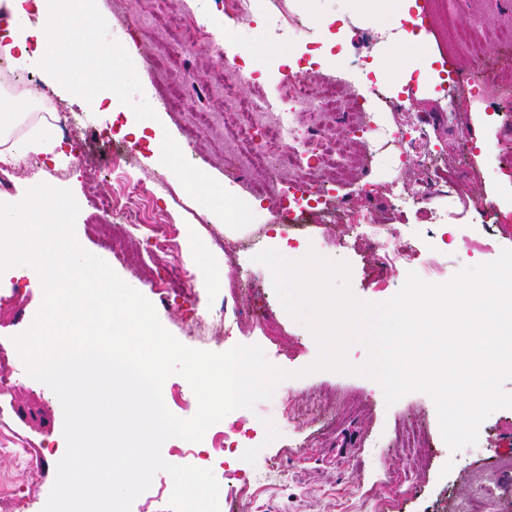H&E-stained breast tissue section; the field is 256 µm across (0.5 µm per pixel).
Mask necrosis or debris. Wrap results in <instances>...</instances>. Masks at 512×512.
<instances>
[{"label": "necrosis or debris", "instance_id": "1", "mask_svg": "<svg viewBox=\"0 0 512 512\" xmlns=\"http://www.w3.org/2000/svg\"><path fill=\"white\" fill-rule=\"evenodd\" d=\"M228 23L223 37L233 42L236 53L224 60V99L230 104L224 115V167L245 179L248 192L257 198L266 197L276 184L287 185L279 206L272 215L276 224L296 225L307 216L319 214L330 192L324 181L313 174L316 166L331 167L336 176H343V161L353 144L366 140L374 131L372 113L359 110L356 100L344 96L340 86L320 78L313 70L288 72L275 94H268L259 85L253 72L241 60L247 52L242 21L260 11L259 0H222ZM252 87L250 96H243L244 87ZM393 111L402 117L384 134L387 143L396 146L400 155L417 157L427 179L418 185L402 184L391 193L393 212L426 211L437 196L447 197L449 204L458 199L456 166L425 150L426 132L413 114L402 113L400 104ZM344 112L354 113L351 138L333 141L326 135L330 122ZM163 182L154 187L129 185L127 201L118 205L112 200L102 203L105 217L119 216L131 236L145 237L152 255L164 262L163 274L155 282V293L162 302L176 300L184 292L191 274L179 256V230L173 224H138L137 202L158 196ZM355 227L359 235L376 237L377 246L386 260L409 262L411 253L394 225L376 224L371 213L357 215Z\"/></svg>", "mask_w": 512, "mask_h": 512}]
</instances>
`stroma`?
Masks as SVG:
<instances>
[{"mask_svg": "<svg viewBox=\"0 0 512 512\" xmlns=\"http://www.w3.org/2000/svg\"><path fill=\"white\" fill-rule=\"evenodd\" d=\"M262 7L278 15L290 34L287 41L275 43L262 18L251 21V47L257 55L250 64L257 77L294 61L309 43L332 45L342 52L344 66L327 69L326 74L344 86L362 93L374 85L390 96L409 85L404 105L423 119L434 153L449 156L461 139L471 142L472 162L459 185L465 199L512 194V122L495 119L499 112L512 114V98L468 94L459 99L456 113L445 112L438 94L440 71L452 67L466 73L472 64L463 54H449L447 16L437 0H416L409 11L425 38L417 58L406 55L398 36L400 21L380 22V0H262ZM82 8L101 22L102 35L117 47L112 58L95 64L97 80L111 88L116 109H91L78 96L47 89L45 98L36 99V110L46 114L60 105L71 112L73 124L59 135L71 160L60 166L34 155L19 168L10 190L0 191V203H14L41 183L70 190L79 206L75 233L80 246L153 301L159 321L179 342L216 353L256 344L271 365L291 373L271 398L255 404L238 431L229 434L225 453L214 452L209 437L198 442L171 438L161 449L164 460L211 469L220 482L219 512H458L459 504L476 489L495 490L503 465L512 462V408L489 414L479 426L476 444L455 452L442 437L437 408L428 394L410 392L389 405L381 385L366 376L331 371L302 375V368L315 360L318 345L284 309L269 267L255 260L274 245L269 219L275 200H253L243 182L224 175V64L211 53L185 55L174 49L187 12L221 20L214 0H153L149 5L144 0H88L83 7L74 2L69 11L55 16L51 40L34 56L17 62V69L36 81L42 80L47 64L57 70L61 84L79 77L83 57L75 48L74 29L75 13ZM509 19L512 0H465L457 15L460 25L482 30L487 59L497 66L501 79L512 82V52H505L495 39L498 27ZM391 53L406 56L402 68L388 67ZM157 54L167 57L159 75L149 69ZM187 72L198 93L181 111H170L163 89ZM200 111L212 113L211 128L185 136L192 113ZM137 121L144 127V138L135 141L120 170L108 169L113 140L129 138V128ZM157 132L180 141L181 152L160 159L148 142ZM189 170L207 184L223 186V200L189 193L184 184ZM423 177L415 161L400 165L395 150L366 162L355 152L337 193L353 211L382 214L392 184H412ZM159 178L170 192L142 206V221L178 225L181 248H194L200 257L189 267L192 281L208 283L213 306L224 309L225 323L199 328L203 309L189 296L172 304L156 301L154 262L144 260L139 268L127 262L130 253L142 251V242L118 230L106 242L94 231L100 201L117 194L121 182L150 186ZM225 200L249 207L250 223H225ZM430 207L438 215L432 223L412 212L391 219L414 253L404 266L384 263L374 240L354 236L343 219L309 222L303 235L290 234L286 240L289 246L311 247L322 256L348 261L352 291L367 303L392 298L409 273L431 284H446L460 269L492 262L502 250L512 249V205L501 207L486 227L477 212L449 207L447 198L432 199ZM42 300L43 287L32 268L20 267L1 279L0 342L27 330ZM15 366L21 371L19 387L0 393V490H13L16 498L0 505L6 512H43L55 482L56 461L66 451L64 414L55 393L25 373L23 360H16ZM286 399L297 412L323 401L328 426L286 424L281 417ZM407 421L428 430L430 446L422 455L411 454L399 443ZM265 465L271 468L270 479L253 482L250 494L233 491L223 482L225 471L251 479L256 468ZM378 484L385 486L389 502L382 511L369 495Z\"/></svg>", "mask_w": 512, "mask_h": 512, "instance_id": "obj_1", "label": "stroma"}]
</instances>
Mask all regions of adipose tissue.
<instances>
[{
	"mask_svg": "<svg viewBox=\"0 0 512 512\" xmlns=\"http://www.w3.org/2000/svg\"><path fill=\"white\" fill-rule=\"evenodd\" d=\"M13 15L10 42L0 45V54L7 58L26 57L32 40H43V32L30 25L27 5L41 13H52L53 0H6ZM53 125L45 116L34 113L32 102L21 94H0V161L21 165L30 153L52 156L60 164L70 157L58 150Z\"/></svg>",
	"mask_w": 512,
	"mask_h": 512,
	"instance_id": "obj_1",
	"label": "adipose tissue"
}]
</instances>
